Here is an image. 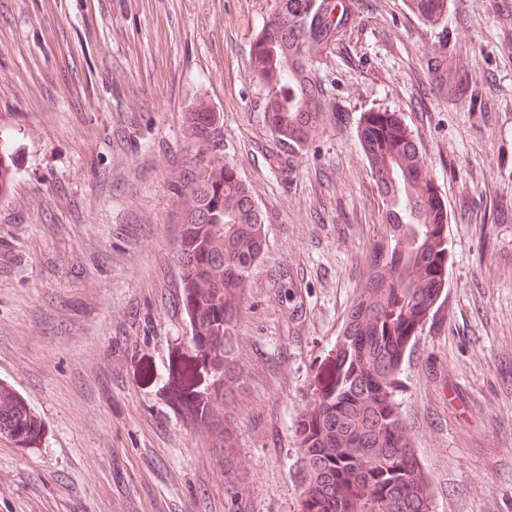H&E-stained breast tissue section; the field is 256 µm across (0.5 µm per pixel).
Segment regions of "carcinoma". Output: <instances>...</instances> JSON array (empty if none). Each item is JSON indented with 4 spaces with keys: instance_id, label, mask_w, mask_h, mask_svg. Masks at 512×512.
I'll return each instance as SVG.
<instances>
[{
    "instance_id": "1",
    "label": "carcinoma",
    "mask_w": 512,
    "mask_h": 512,
    "mask_svg": "<svg viewBox=\"0 0 512 512\" xmlns=\"http://www.w3.org/2000/svg\"><path fill=\"white\" fill-rule=\"evenodd\" d=\"M408 3L432 27L448 16V0ZM347 10L343 0H274L272 20L253 41L262 111L289 156L320 123L312 55L335 49ZM183 127L194 156L176 189L174 223L192 355L173 352L163 378L168 401L208 433L232 474L239 433L228 410L243 384L236 328L247 281L267 246L265 219L234 168L220 162V116L198 104L185 113ZM359 144L378 187L382 240L364 256V286L336 347L317 367L297 421L301 512H428L427 479L395 388L416 337L447 294L448 209L395 113H363ZM13 178L1 138V196ZM0 434L26 448L44 436L36 415L7 385H0Z\"/></svg>"
}]
</instances>
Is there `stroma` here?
<instances>
[{
    "mask_svg": "<svg viewBox=\"0 0 512 512\" xmlns=\"http://www.w3.org/2000/svg\"><path fill=\"white\" fill-rule=\"evenodd\" d=\"M273 5L0 0V383L46 427L37 448L0 437V512H224L216 449L149 374L189 348L173 215L200 98L265 217L237 324L249 512H300L296 423L381 236L369 110L399 113L448 205L447 296L396 394L430 512H512V0H449L437 28L349 0L313 61L320 125L287 164L251 76ZM0 195H6L12 187L14 171L7 140L0 137Z\"/></svg>",
    "mask_w": 512,
    "mask_h": 512,
    "instance_id": "35a3bbf8",
    "label": "stroma"
}]
</instances>
